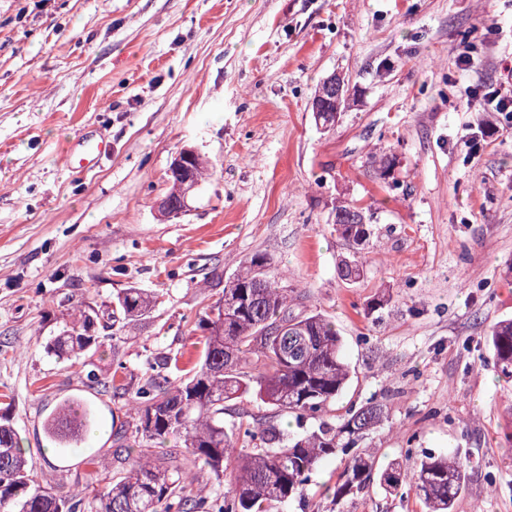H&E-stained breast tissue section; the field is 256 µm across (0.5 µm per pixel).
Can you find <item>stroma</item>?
Here are the masks:
<instances>
[{"label":"stroma","mask_w":512,"mask_h":512,"mask_svg":"<svg viewBox=\"0 0 512 512\" xmlns=\"http://www.w3.org/2000/svg\"><path fill=\"white\" fill-rule=\"evenodd\" d=\"M333 75L348 96L323 130L311 101ZM489 85L512 91V0H0V414L37 480L66 496L116 469L129 411L107 380L196 362V312L262 253L343 340L351 380L329 415L387 405L367 441L378 467L470 458L454 512H512V381L486 341L512 318V119ZM98 138L94 166L67 164ZM379 145L397 187L369 163ZM184 147L216 174L167 219L156 203ZM340 198L374 212L354 282L338 271L357 256L333 227ZM130 287L154 303L128 336L82 366L47 353L71 308ZM76 396L98 410L84 434L98 469L43 432ZM344 467L322 462L304 500L269 512H423L374 483L334 500Z\"/></svg>","instance_id":"obj_1"}]
</instances>
